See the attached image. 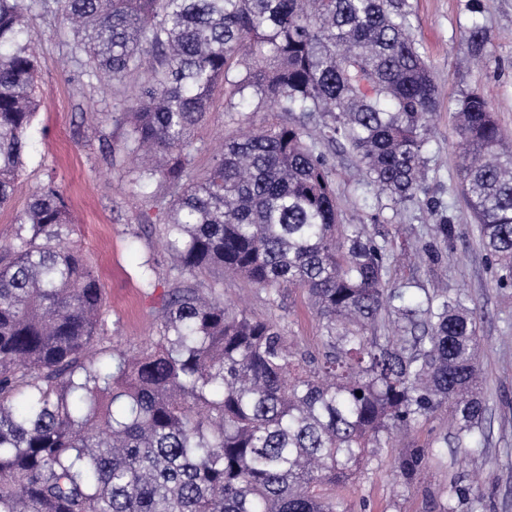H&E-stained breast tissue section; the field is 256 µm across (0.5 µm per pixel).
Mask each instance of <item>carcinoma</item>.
I'll list each match as a JSON object with an SVG mask.
<instances>
[{"mask_svg": "<svg viewBox=\"0 0 512 512\" xmlns=\"http://www.w3.org/2000/svg\"><path fill=\"white\" fill-rule=\"evenodd\" d=\"M72 54L139 94L111 113L128 186L154 183L178 276L157 336L127 354L103 340L106 293L67 244L73 218L49 183L0 250V512H344L337 490L371 448L445 409L456 447L484 418L481 314L463 289L408 301L389 287L387 242L340 223L331 168L349 149L398 210L424 202L437 235L456 225L428 197L437 109L409 0H55ZM25 0H0V209L14 198L40 109ZM490 61L475 21L463 36ZM249 99L283 120L229 135L193 178V132ZM321 120L314 136L284 121ZM457 188L512 287V150L488 101L462 93ZM217 271L275 292L300 288L321 352L224 303ZM397 323L394 336L373 332ZM423 326V334L416 328ZM362 392L357 396L356 392ZM422 462L402 461L411 476Z\"/></svg>", "mask_w": 512, "mask_h": 512, "instance_id": "obj_1", "label": "carcinoma"}]
</instances>
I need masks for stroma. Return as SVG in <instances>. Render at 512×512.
Returning <instances> with one entry per match:
<instances>
[{"label":"stroma","instance_id":"35a3bbf8","mask_svg":"<svg viewBox=\"0 0 512 512\" xmlns=\"http://www.w3.org/2000/svg\"><path fill=\"white\" fill-rule=\"evenodd\" d=\"M409 2L414 35L432 65L438 90V111L425 152L435 176L427 184L457 226V258H447L425 206L414 204L397 213L385 209L383 195L352 154L328 146L322 152L331 165L343 222L362 225L365 232L387 240L393 255L391 287L403 289L412 301L424 300L437 288L462 289L477 302L482 313L487 414L476 431L480 443L475 448L444 445L448 417L437 414L421 422L410 438L372 449L344 506L346 512H512V288L497 287L499 272L480 244L470 210L452 189L460 162L455 113L463 92L480 88L501 123L512 130V0ZM30 18L43 100L30 131L23 187L11 205L0 210V246L12 242L16 219L31 192L55 182L73 210L70 243L102 278L109 342L131 354L156 335L159 324V295L144 294L139 287L142 265L153 266L160 285H168L173 276L160 225L140 221L152 206L155 186L129 191L125 167L107 159L109 145L124 136L110 115L133 101L137 84L132 79L103 81L84 63L74 61L72 34L59 14L35 10ZM474 21L491 36V60L482 69L464 60L462 33ZM272 120V114L256 111L248 101L238 102L231 112L209 113L195 132L196 173L207 171L212 151L225 135L241 127L254 131ZM431 248L439 252L440 261L429 260ZM224 297L277 323L298 348L317 353L319 328L301 291L280 289L271 302L264 290L228 278ZM410 446L421 449L423 461L416 474L406 478L400 460ZM464 488L470 495L462 501L458 492Z\"/></svg>","mask_w":512,"mask_h":512}]
</instances>
